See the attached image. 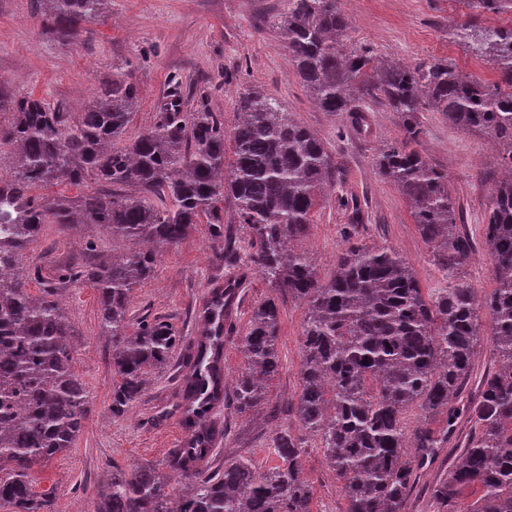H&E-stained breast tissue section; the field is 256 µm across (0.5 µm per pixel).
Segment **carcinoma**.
<instances>
[{"label":"carcinoma","instance_id":"cac0c4a2","mask_svg":"<svg viewBox=\"0 0 512 512\" xmlns=\"http://www.w3.org/2000/svg\"><path fill=\"white\" fill-rule=\"evenodd\" d=\"M45 23L64 38L100 18L102 0H30ZM281 21L295 73L325 112H352L363 97L381 99L402 121V135L378 158L379 173L408 200L424 241L446 256V267L465 261L470 239L456 232L458 207L445 175L419 153V112L428 105L448 123L482 131L502 146V175L487 202L484 244L496 282L483 304L459 282L425 296L407 260L391 248L354 246L324 280L309 257L290 249L309 235L312 212L331 186L335 164L323 142L259 93L240 99L230 131L224 116L197 95L183 111L179 85L159 107L155 127L117 146L127 130L137 90L112 82L74 119L64 106L32 96L15 98L0 121V152L14 155L11 176L0 182V504L12 512H53L37 495L31 472L74 447L91 411L89 393L72 360L71 326L49 283L39 297L16 273L42 228L64 233L96 224L126 251L109 260L63 270L58 280L95 288L99 330L112 338V413L141 395L147 375L167 366L180 343L162 318L130 328V296L150 279L158 253L178 245L194 225L209 224L211 248L238 255L224 240V207L232 201L238 223L252 232L251 262L263 279L307 307L297 415L317 437L341 481L346 512H404L417 472L440 441L415 430L416 455L407 456L405 412L454 413L450 403L470 376L480 336V312L500 367L484 377L474 407L478 436L448 478L433 490L446 512L462 491L478 488L470 512H512V29L462 26L460 38L476 55L497 63L501 82L486 84L446 63L410 68L381 64L365 49H342L349 17L337 0H288ZM483 13L512 12V0H467ZM92 175L102 189L77 198L43 201L32 189L79 184ZM131 187L133 193L118 189ZM224 290L214 289L204 317L228 315ZM280 309L272 299L252 310L242 338L247 367L234 399L240 410L264 404L267 382L280 368ZM199 338L194 375L183 390L186 445L167 466L189 484L172 498L167 477L151 464L112 475L96 512H312L313 490L303 475L301 451L286 431L274 452L279 463L256 476L243 464L200 469L219 433L207 419L216 398L224 344Z\"/></svg>","mask_w":512,"mask_h":512}]
</instances>
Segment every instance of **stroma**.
<instances>
[{
  "mask_svg": "<svg viewBox=\"0 0 512 512\" xmlns=\"http://www.w3.org/2000/svg\"><path fill=\"white\" fill-rule=\"evenodd\" d=\"M287 11L288 0H105L101 18L62 41L34 17L30 0H0V92L8 98L30 95L79 113L95 101L102 82L133 83L138 99L126 132L130 138L154 126L159 106L176 82L182 91L196 88L208 94L228 129L244 93L276 98L323 141L340 168V182L314 209L311 232L298 244L321 278H330L341 251L357 242L400 253L424 293H433L452 276L477 297L489 295L496 283L483 242L486 204L501 176L484 159L490 135L460 130L438 112L420 114L424 134L418 149L447 177L463 215L461 228L473 242L469 259L449 273L422 240L407 200L376 165L382 150L401 136L399 115L378 98L363 100L358 112H323L295 75L277 26ZM468 14L464 0H357L348 13L345 43L370 50L379 60L412 67L446 61L465 76L499 82L492 58L474 55L459 37ZM349 197L356 198V208L345 206ZM208 238L207 224L196 225L177 246L159 253L154 276L132 293L131 321L165 317L182 341L171 365L153 371L142 398L121 415L112 412V342L99 331L97 294L86 284L59 286L57 295L65 301L73 331L74 369L94 408L74 448L33 474L34 491L51 496L54 512H96L113 471L144 464L165 468L170 451L187 442L182 389L192 371L199 315L210 289L228 283L237 285L241 301L224 332V365L232 373L224 378V410L216 417L223 439L209 466L240 461L264 474L277 463L272 452L276 433L289 430L301 445L303 474L314 489L313 512H346L335 472L295 411L305 305L274 295L249 258L233 268L216 267ZM90 241L104 258L125 248L94 225L67 234L47 225L23 257L22 271L42 270L41 278L29 281V292L40 296L45 281L74 263ZM269 297L280 307L281 365L267 385L266 405L243 412L233 398L235 374L245 366L241 338L253 306ZM497 365L489 336H481L472 376L455 402L454 425H447L442 412L416 406L407 411L408 429L426 425L440 430L443 442L422 469L405 512H443L429 488L447 478L455 456L475 438L470 409L480 380Z\"/></svg>",
  "mask_w": 512,
  "mask_h": 512,
  "instance_id": "35a3bbf8",
  "label": "stroma"
}]
</instances>
